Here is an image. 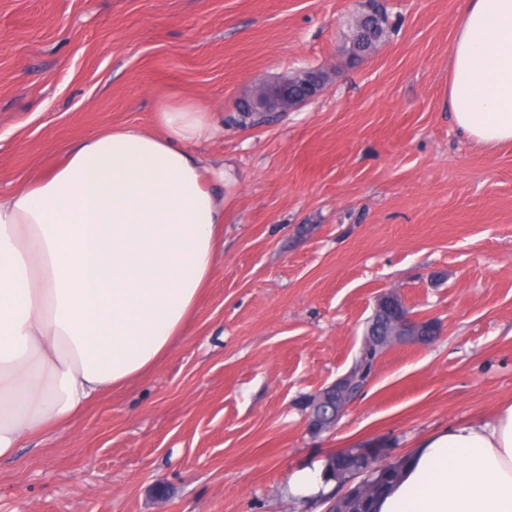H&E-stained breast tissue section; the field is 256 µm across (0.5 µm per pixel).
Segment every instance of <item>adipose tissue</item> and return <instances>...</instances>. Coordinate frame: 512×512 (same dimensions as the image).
<instances>
[{
	"mask_svg": "<svg viewBox=\"0 0 512 512\" xmlns=\"http://www.w3.org/2000/svg\"><path fill=\"white\" fill-rule=\"evenodd\" d=\"M448 107L483 147L512 142V0H465ZM201 105L120 125L0 193V460L148 373L184 336L224 244L223 179ZM378 512H512V402L423 441Z\"/></svg>",
	"mask_w": 512,
	"mask_h": 512,
	"instance_id": "obj_1",
	"label": "adipose tissue"
}]
</instances>
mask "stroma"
Segmentation results:
<instances>
[{
    "label": "stroma",
    "instance_id": "1",
    "mask_svg": "<svg viewBox=\"0 0 512 512\" xmlns=\"http://www.w3.org/2000/svg\"><path fill=\"white\" fill-rule=\"evenodd\" d=\"M396 27L349 65L363 0H0V192L104 128L196 102L220 131L224 247L185 336L150 372L0 461V512H325L293 473L344 448L411 455L512 400V144L448 108L463 0H382ZM331 80L243 120L255 84ZM441 333L379 359L335 427L307 398L343 375L377 298Z\"/></svg>",
    "mask_w": 512,
    "mask_h": 512
}]
</instances>
